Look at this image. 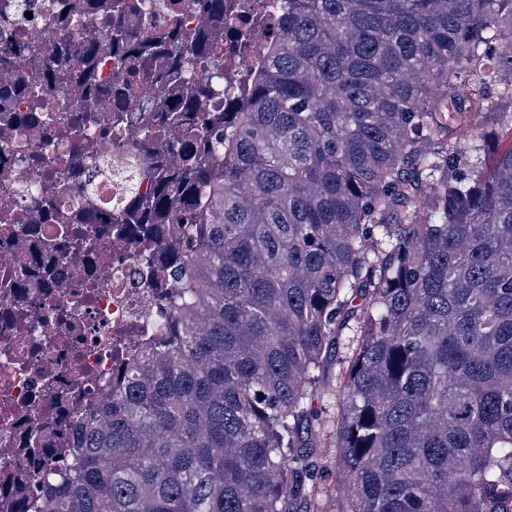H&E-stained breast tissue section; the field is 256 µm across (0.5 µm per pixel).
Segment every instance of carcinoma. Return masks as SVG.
<instances>
[{
	"mask_svg": "<svg viewBox=\"0 0 512 512\" xmlns=\"http://www.w3.org/2000/svg\"><path fill=\"white\" fill-rule=\"evenodd\" d=\"M145 0H87L126 81L160 112L138 128L149 192L110 216L159 287L157 335L27 474L17 512H298L315 491L304 431L320 369L346 332L338 512H512V148L489 173L462 132L484 113L512 138V0H268L279 36L243 78L206 67L209 35L132 29ZM228 26L224 0H196ZM63 37L50 84L81 80L73 118L97 124L120 88L75 70L97 39ZM85 224L102 212L81 189ZM40 210L52 196L25 187ZM93 245L66 233L63 260Z\"/></svg>",
	"mask_w": 512,
	"mask_h": 512,
	"instance_id": "obj_1",
	"label": "carcinoma"
}]
</instances>
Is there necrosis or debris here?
Wrapping results in <instances>:
<instances>
[{
    "instance_id": "1",
    "label": "necrosis or debris",
    "mask_w": 512,
    "mask_h": 512,
    "mask_svg": "<svg viewBox=\"0 0 512 512\" xmlns=\"http://www.w3.org/2000/svg\"><path fill=\"white\" fill-rule=\"evenodd\" d=\"M17 0H0V48L18 47L9 64H0V109L18 114L30 106L29 88L42 82L45 45L55 31L45 16L70 17L77 32L100 36L99 17L82 0H30L29 16L15 14ZM148 17L131 16L140 29L164 28L173 19L194 31L210 19L189 0H147ZM93 156L107 161L110 174L95 173L94 194L103 212L123 200L127 184L139 175L141 147L135 132L109 128L89 138ZM71 141L45 130L0 120V512H12V493L24 492L19 477L39 460L29 450L32 430L42 429L65 445L73 420L84 416L112 383L118 362L152 336L157 294L136 260V249L123 236L96 233L90 254L60 261L41 243L59 237L60 224L29 207L22 187L41 181L56 196V207L74 212L77 194L64 191L71 177L67 160Z\"/></svg>"
}]
</instances>
